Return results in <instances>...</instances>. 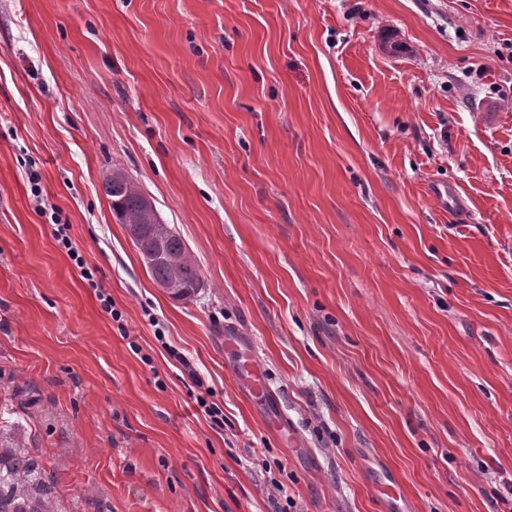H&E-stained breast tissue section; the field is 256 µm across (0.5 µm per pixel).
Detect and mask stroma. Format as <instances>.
Listing matches in <instances>:
<instances>
[{
  "label": "stroma",
  "instance_id": "obj_1",
  "mask_svg": "<svg viewBox=\"0 0 512 512\" xmlns=\"http://www.w3.org/2000/svg\"><path fill=\"white\" fill-rule=\"evenodd\" d=\"M117 169L198 263L192 299L116 224ZM18 442L57 512H274V480L293 512H512V0H0V448ZM26 175L35 210L42 214V216H45L49 210L51 211L50 218L52 224L56 226L54 229V238L56 242L66 251V254L74 265L83 271L84 278L90 281L92 277L91 272L85 269L86 263L82 255H80L78 250L73 246V242L67 232L69 230L68 222L65 220L62 223V213L57 207L50 205V207L47 208V203L44 199L43 188L41 185L40 173L33 165H30ZM169 354L176 359L183 369V374L191 383V387L196 389L197 394L195 400L197 405L209 418L210 426L214 430L223 429L224 427V412L221 408L210 401L208 398L213 396L211 387L205 386V381L201 374L194 367L193 363L184 354L176 352L172 349H167ZM245 376L248 379V383L251 391L256 396L265 399L270 403L269 400V391L266 386L264 375L262 371L258 368L255 358L252 354H250V358H246L245 367H244Z\"/></svg>",
  "mask_w": 512,
  "mask_h": 512
}]
</instances>
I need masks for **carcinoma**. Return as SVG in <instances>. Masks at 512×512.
Masks as SVG:
<instances>
[{"mask_svg":"<svg viewBox=\"0 0 512 512\" xmlns=\"http://www.w3.org/2000/svg\"><path fill=\"white\" fill-rule=\"evenodd\" d=\"M112 215L123 225L138 252L161 250L165 260L147 266L157 283L181 278L178 300L193 297L201 287L202 275L184 240L173 231L158 237L154 228L163 223L159 213L149 212L143 192L134 181L119 184L109 177L102 184ZM0 512H54L53 489L40 462L28 448H0Z\"/></svg>","mask_w":512,"mask_h":512,"instance_id":"1","label":"carcinoma"}]
</instances>
